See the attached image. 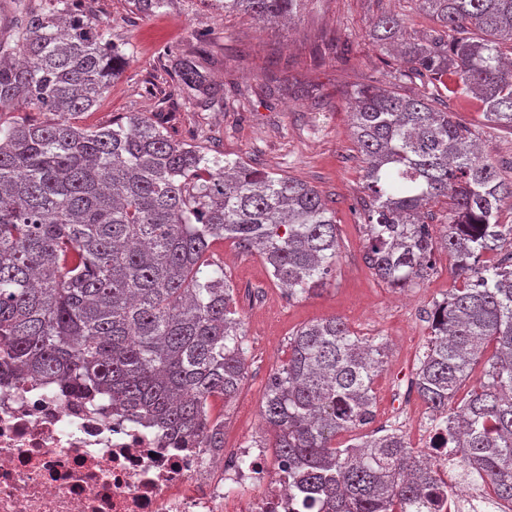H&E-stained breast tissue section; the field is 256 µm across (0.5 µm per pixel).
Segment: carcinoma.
<instances>
[{"mask_svg": "<svg viewBox=\"0 0 512 512\" xmlns=\"http://www.w3.org/2000/svg\"><path fill=\"white\" fill-rule=\"evenodd\" d=\"M56 2L40 13L15 0L14 40H0V109L23 102L52 115L0 120V363L105 394L219 450L224 421L211 418L209 398L230 400L243 382L245 331L224 266L206 254L230 239L263 259L288 298L316 294L339 254L335 215L314 187L176 141L138 112L110 127L77 124L125 57L75 0ZM302 2L224 0V12L264 23ZM415 2L440 30L400 43L403 20L378 17L372 39L395 48L403 66L393 86L347 95L368 197L363 258L397 289L435 274L437 255L453 260L459 286L433 303L414 388L444 423L448 459L460 457L512 502V224L498 220L512 182L481 156L471 129L439 108L446 97L473 99L512 133V0ZM174 72L197 105L220 102L195 58L176 59ZM415 79L430 92L399 91ZM441 202L448 222L436 236L425 218ZM387 356V344L337 317L288 339L263 418L306 505L431 512L438 472L402 434L377 430L331 446L372 423ZM480 363L479 384L455 404Z\"/></svg>", "mask_w": 512, "mask_h": 512, "instance_id": "cac0c4a2", "label": "carcinoma"}]
</instances>
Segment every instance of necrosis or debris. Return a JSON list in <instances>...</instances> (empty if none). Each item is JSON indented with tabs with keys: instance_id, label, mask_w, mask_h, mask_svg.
I'll use <instances>...</instances> for the list:
<instances>
[{
	"instance_id": "1",
	"label": "necrosis or debris",
	"mask_w": 512,
	"mask_h": 512,
	"mask_svg": "<svg viewBox=\"0 0 512 512\" xmlns=\"http://www.w3.org/2000/svg\"><path fill=\"white\" fill-rule=\"evenodd\" d=\"M424 454L440 475L434 512H512L450 473L445 449ZM287 471L256 440L179 442L105 397L0 366V512H302Z\"/></svg>"
}]
</instances>
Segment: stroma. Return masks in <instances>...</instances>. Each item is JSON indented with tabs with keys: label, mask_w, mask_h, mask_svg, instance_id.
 <instances>
[{
	"label": "stroma",
	"mask_w": 512,
	"mask_h": 512,
	"mask_svg": "<svg viewBox=\"0 0 512 512\" xmlns=\"http://www.w3.org/2000/svg\"><path fill=\"white\" fill-rule=\"evenodd\" d=\"M78 7L107 30L127 58L81 125H111L138 112L174 139L221 152L252 166L300 180L328 199L340 230V254L324 290L288 299L257 254L225 241L213 249L234 286L235 309L246 332L247 374L231 400H210L224 421V444L264 436L261 410L270 376L288 359L298 327L339 317L362 336L380 337L390 351L373 388V428L402 433L416 445L430 413L407 380L429 333L427 314L455 284L448 256L436 274L400 292L380 282L363 260L359 230L365 196L363 162L352 137L347 94L363 84L388 85L399 63L370 37L384 13L404 20L406 41L431 38L438 26L413 0H303L294 22L262 24L243 12H224L219 0H170L153 14L129 0H80ZM203 64L224 95L211 108L179 92L171 56ZM449 111L479 135L482 155L512 179V134L487 121L471 101L452 99Z\"/></svg>",
	"instance_id": "35a3bbf8"
}]
</instances>
